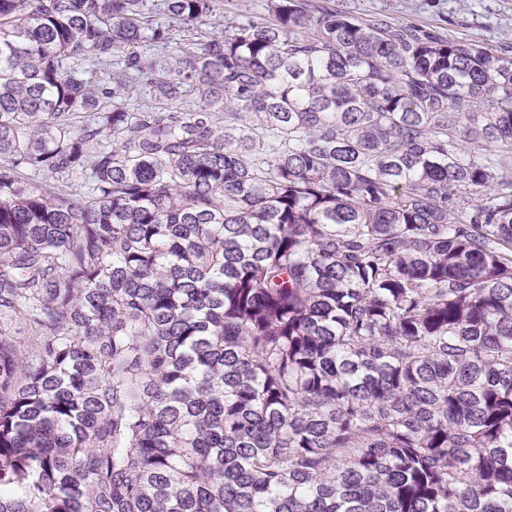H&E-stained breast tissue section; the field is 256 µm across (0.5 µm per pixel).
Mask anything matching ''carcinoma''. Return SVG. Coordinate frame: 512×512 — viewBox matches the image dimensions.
Segmentation results:
<instances>
[{
  "label": "carcinoma",
  "mask_w": 512,
  "mask_h": 512,
  "mask_svg": "<svg viewBox=\"0 0 512 512\" xmlns=\"http://www.w3.org/2000/svg\"><path fill=\"white\" fill-rule=\"evenodd\" d=\"M506 158L482 45L0 0V512H512Z\"/></svg>",
  "instance_id": "cac0c4a2"
}]
</instances>
